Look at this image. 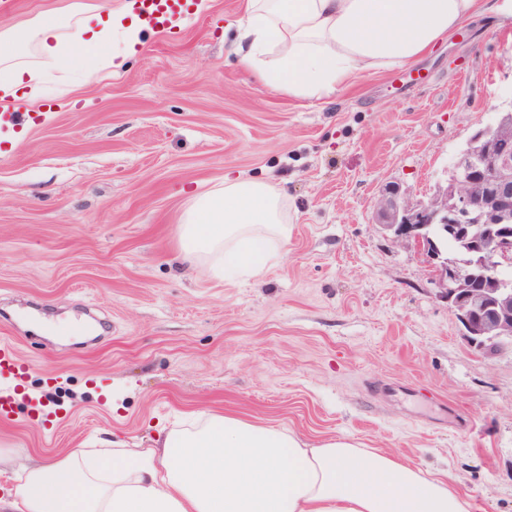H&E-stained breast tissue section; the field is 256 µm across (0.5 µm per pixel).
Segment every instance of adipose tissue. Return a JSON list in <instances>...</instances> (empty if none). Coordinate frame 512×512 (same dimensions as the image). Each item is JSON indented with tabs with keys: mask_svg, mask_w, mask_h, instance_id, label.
I'll use <instances>...</instances> for the list:
<instances>
[{
	"mask_svg": "<svg viewBox=\"0 0 512 512\" xmlns=\"http://www.w3.org/2000/svg\"><path fill=\"white\" fill-rule=\"evenodd\" d=\"M476 0H246L233 37L239 63L271 91L329 100L364 75L409 65L475 16ZM145 23L72 0L0 30V109L40 95L33 57L69 61L91 81L141 50ZM288 242V205L274 183L235 178L191 197L177 250L192 270L223 280L261 277ZM469 492L349 439L304 441L292 431L198 413L151 447L72 449L20 467L0 512H472Z\"/></svg>",
	"mask_w": 512,
	"mask_h": 512,
	"instance_id": "obj_1",
	"label": "adipose tissue"
}]
</instances>
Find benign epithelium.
Here are the masks:
<instances>
[{
  "instance_id": "benign-epithelium-1",
  "label": "benign epithelium",
  "mask_w": 512,
  "mask_h": 512,
  "mask_svg": "<svg viewBox=\"0 0 512 512\" xmlns=\"http://www.w3.org/2000/svg\"><path fill=\"white\" fill-rule=\"evenodd\" d=\"M376 224L402 247L427 258L440 294L471 345L494 354L512 343V113L477 130L453 165L446 185L410 203L398 186L385 188ZM462 252L448 258V246Z\"/></svg>"
}]
</instances>
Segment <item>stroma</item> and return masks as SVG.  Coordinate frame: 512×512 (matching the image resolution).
I'll list each match as a JSON object with an SVG mask.
<instances>
[{"mask_svg": "<svg viewBox=\"0 0 512 512\" xmlns=\"http://www.w3.org/2000/svg\"><path fill=\"white\" fill-rule=\"evenodd\" d=\"M205 0L90 82L38 63L54 117L0 155V343L32 365L0 418V495L26 458L149 447L199 411L345 437L445 469L473 512H512V347H470L425 258L373 205L427 198L470 135L512 108V0L332 103L274 94ZM288 197L258 279L187 271L176 224L225 177Z\"/></svg>", "mask_w": 512, "mask_h": 512, "instance_id": "1", "label": "stroma"}]
</instances>
